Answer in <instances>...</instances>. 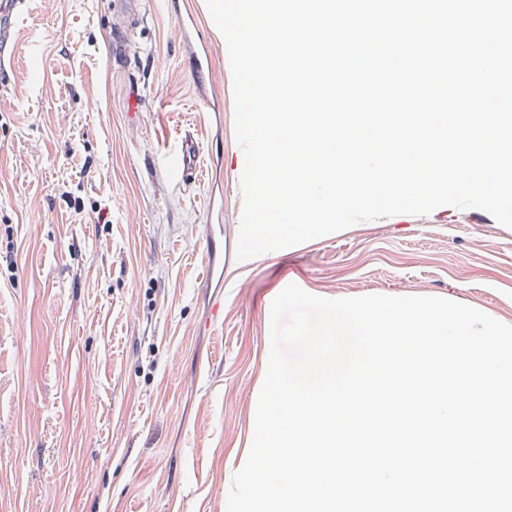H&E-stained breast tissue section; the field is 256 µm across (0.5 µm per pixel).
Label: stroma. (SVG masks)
Here are the masks:
<instances>
[{
  "instance_id": "1",
  "label": "stroma",
  "mask_w": 512,
  "mask_h": 512,
  "mask_svg": "<svg viewBox=\"0 0 512 512\" xmlns=\"http://www.w3.org/2000/svg\"><path fill=\"white\" fill-rule=\"evenodd\" d=\"M127 39L112 48V31ZM0 81V512H226L271 305L435 296L512 325V229L399 214L241 261L226 45L207 92L167 0H29ZM198 145L182 187L170 155ZM224 223V286L202 259Z\"/></svg>"
}]
</instances>
